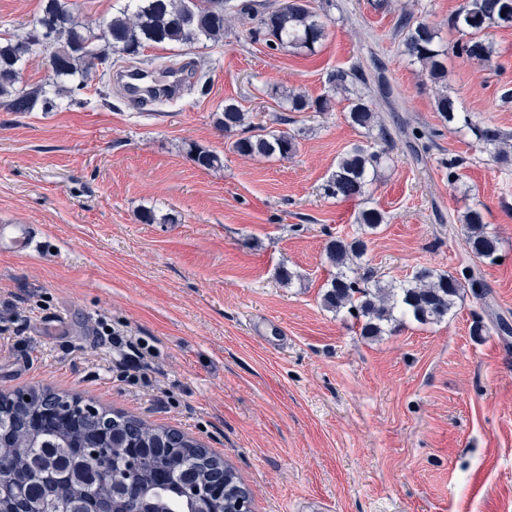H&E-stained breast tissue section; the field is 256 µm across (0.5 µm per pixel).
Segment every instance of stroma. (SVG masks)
Returning a JSON list of instances; mask_svg holds the SVG:
<instances>
[{
  "label": "stroma",
  "instance_id": "stroma-1",
  "mask_svg": "<svg viewBox=\"0 0 512 512\" xmlns=\"http://www.w3.org/2000/svg\"><path fill=\"white\" fill-rule=\"evenodd\" d=\"M464 0H310L327 17L316 53L277 50L234 17L222 42L149 47L145 58L198 61L208 94L134 106L121 94L50 112L0 108V224L38 231L37 248L0 251V392L49 389L178 430L231 466L251 512H512V165L491 161L457 107L512 136V27L491 29L496 68L448 54L444 85L399 52L402 12L441 45L464 41L449 20ZM361 64L364 96L392 133L367 204L322 186L353 145L327 75ZM330 97L291 113L286 159L245 157L214 124L225 102L268 123L282 91ZM223 165L198 167L188 143ZM461 159L456 180L448 161ZM480 208L498 260L476 261L459 219ZM153 211L156 223L140 221ZM361 238L362 270L402 281L416 269L462 277L441 322L408 319L361 335L322 304L329 241ZM293 271L283 283L281 268ZM506 320L510 333L498 330ZM145 342L147 366L118 365L100 323ZM286 341L267 346L256 326Z\"/></svg>",
  "mask_w": 512,
  "mask_h": 512
}]
</instances>
